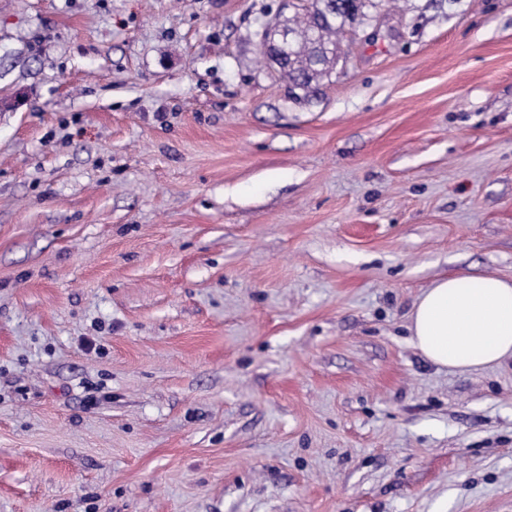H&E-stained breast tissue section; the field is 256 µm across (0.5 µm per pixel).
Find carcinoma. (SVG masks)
<instances>
[{
	"mask_svg": "<svg viewBox=\"0 0 512 512\" xmlns=\"http://www.w3.org/2000/svg\"><path fill=\"white\" fill-rule=\"evenodd\" d=\"M348 10L335 0H309L308 8L288 19V33L295 46L292 63L277 73L291 90L309 91L326 73L330 59L324 47L336 44V35L343 29Z\"/></svg>",
	"mask_w": 512,
	"mask_h": 512,
	"instance_id": "1",
	"label": "carcinoma"
}]
</instances>
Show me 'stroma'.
<instances>
[{"instance_id": "1", "label": "stroma", "mask_w": 512, "mask_h": 512, "mask_svg": "<svg viewBox=\"0 0 512 512\" xmlns=\"http://www.w3.org/2000/svg\"><path fill=\"white\" fill-rule=\"evenodd\" d=\"M0 0V512H512V361L409 344L512 279V0ZM308 1L306 10H300L288 19V31L283 27V20L277 16L261 24L262 47L269 56L279 51L286 54L285 48L291 41V35L296 50L293 61L288 66L287 60L276 72L288 83L289 89L304 92H308L326 73L331 61L323 49L336 44V35L343 29L349 15L348 9L337 3L340 0ZM325 10L333 14L330 21L325 19ZM319 17L323 21H319ZM409 342L428 363L473 371L512 358V280L441 278L417 297Z\"/></svg>"}]
</instances>
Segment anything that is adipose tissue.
<instances>
[{
	"label": "adipose tissue",
	"instance_id": "ef3b65f1",
	"mask_svg": "<svg viewBox=\"0 0 512 512\" xmlns=\"http://www.w3.org/2000/svg\"><path fill=\"white\" fill-rule=\"evenodd\" d=\"M409 342L428 363L473 371L512 358V280L441 278L417 297Z\"/></svg>",
	"mask_w": 512,
	"mask_h": 512
}]
</instances>
